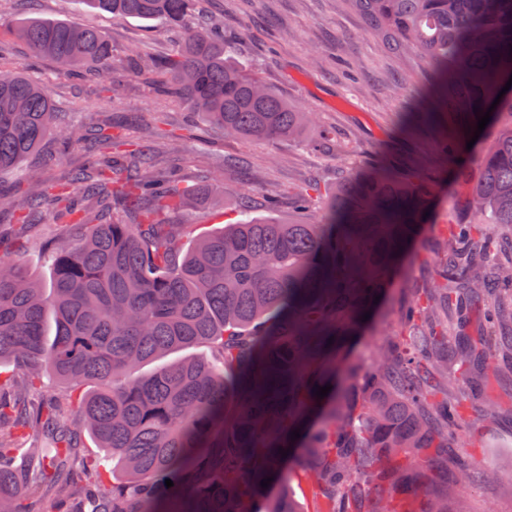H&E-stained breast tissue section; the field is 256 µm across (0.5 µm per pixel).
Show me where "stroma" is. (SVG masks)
Masks as SVG:
<instances>
[{"label":"stroma","instance_id":"stroma-1","mask_svg":"<svg viewBox=\"0 0 512 512\" xmlns=\"http://www.w3.org/2000/svg\"><path fill=\"white\" fill-rule=\"evenodd\" d=\"M201 6L222 22L236 61L289 102L315 113L318 125L334 136L342 160L293 140L270 145L225 137L182 101L155 95L137 77L125 76L123 89L111 94L95 82L56 78L52 61H31L24 46L16 48L26 74L42 83L56 101L58 125L71 123L84 133L111 125L132 144L142 131L154 129L158 144H173L169 163L179 169L185 184L204 186L220 180L226 205L203 204L169 213V223L186 227L184 246H191L202 232L238 222L232 206L244 190L257 196L276 192L279 216L291 217L292 194L304 185H332L344 170L360 171L378 162L404 169L416 157L429 154L433 143L453 129L445 107L446 88L438 86L436 76L415 54L390 52L368 33L346 0H202ZM29 17L99 29L109 38L117 61L134 47L164 55L183 34L162 21L95 10L84 0H0V38L12 39L14 27ZM187 124L197 138L178 143ZM83 161L82 148L65 151L56 138H49L21 171L0 176V190L25 204L31 184L67 181ZM474 162L470 151L426 170L435 189L433 206L378 310L347 347L336 386L349 396L359 394L353 368L366 365L386 344L398 329L401 311L428 287V272L446 248L448 229L462 218L458 201L466 187L456 182L455 171L459 164ZM41 211V222L24 229L15 214L0 215V260L18 261L47 279L51 269L43 248L55 237L57 226L51 202H44ZM486 396L500 405L496 420H487L482 412ZM465 418L470 433L464 456L487 468L512 470L511 362L487 369L479 396L466 402ZM448 512H512V482L462 487L449 500Z\"/></svg>","mask_w":512,"mask_h":512}]
</instances>
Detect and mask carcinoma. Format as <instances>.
<instances>
[{
  "label": "carcinoma",
  "mask_w": 512,
  "mask_h": 512,
  "mask_svg": "<svg viewBox=\"0 0 512 512\" xmlns=\"http://www.w3.org/2000/svg\"><path fill=\"white\" fill-rule=\"evenodd\" d=\"M92 8L181 26L198 0H85ZM367 31L391 50H412L447 85L448 114L499 96L488 60L512 68V0H347ZM15 38L59 66V75L89 77L97 67L107 92L112 44L95 28L65 20L23 21ZM127 73L224 133L267 142L316 136L314 148L335 152L330 133L310 112L288 102L238 64L213 17L163 57L124 56ZM56 107L26 77L14 48L0 42V174L20 166L54 131ZM471 121L437 141L440 164L466 149ZM422 162L397 172L377 164L332 188L306 186L293 195L310 219L270 214L207 233L190 250L161 218L194 198H224L204 186L185 192L165 151L127 150L125 137L99 129L87 163L71 181L40 184L31 201L50 198L66 238L50 251L42 282L18 262L0 261V512H167L169 493H183L177 512H301L282 467L300 448L304 473L324 512H448L460 483L494 474L462 459L441 481L436 463L467 435L463 402L506 335L512 307V260H501L497 229L512 228V123L482 148L476 176L457 177L469 195V220L449 233L433 267L432 288L400 318V330L362 370L358 401L336 391L337 344L374 309L394 275V262L419 232L431 186ZM121 219H106L112 202ZM483 309L468 330L472 309ZM460 333L448 343V322ZM211 360L168 357L197 344ZM461 372L459 395L439 380L448 360ZM150 365L152 369L144 370ZM87 384L77 402L37 395L43 376ZM333 386L318 398L317 387ZM300 430V438L281 439ZM100 452L83 453L85 436ZM287 455L279 454V448ZM25 464H17L18 456ZM85 485L73 482L75 471ZM272 481L263 488L261 481ZM174 486L166 487L165 480Z\"/></svg>",
  "instance_id": "carcinoma-1"
}]
</instances>
